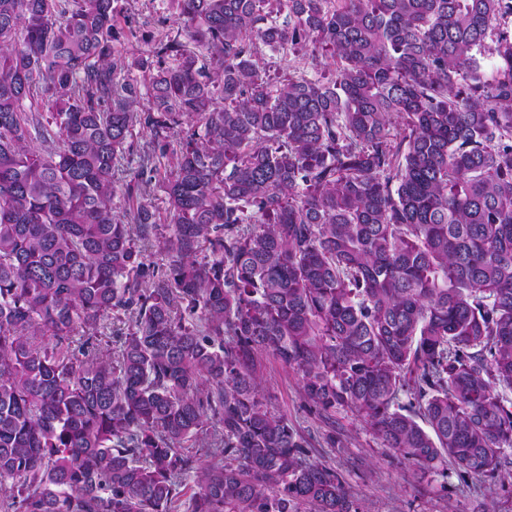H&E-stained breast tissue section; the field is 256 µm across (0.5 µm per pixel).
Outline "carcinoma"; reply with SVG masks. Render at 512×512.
I'll list each match as a JSON object with an SVG mask.
<instances>
[{
	"label": "carcinoma",
	"mask_w": 512,
	"mask_h": 512,
	"mask_svg": "<svg viewBox=\"0 0 512 512\" xmlns=\"http://www.w3.org/2000/svg\"><path fill=\"white\" fill-rule=\"evenodd\" d=\"M116 2L0 0V512H361L264 355L512 483V0ZM118 7L120 10L118 29L125 34L121 37V49L123 56L127 58L154 50L166 31L176 29V24L168 13L164 14L167 16L165 23L158 21L162 16L158 11V0H119ZM128 17L136 21L133 25H136L137 38L128 34L125 24Z\"/></svg>",
	"instance_id": "carcinoma-1"
}]
</instances>
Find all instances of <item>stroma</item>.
<instances>
[{
    "label": "stroma",
    "instance_id": "stroma-1",
    "mask_svg": "<svg viewBox=\"0 0 512 512\" xmlns=\"http://www.w3.org/2000/svg\"><path fill=\"white\" fill-rule=\"evenodd\" d=\"M120 19L136 21V36H124V56L154 50L173 20H161L156 0H119ZM262 385L273 409L286 415L310 442V460L330 465L343 475L346 488L363 512H472L482 502L486 512H512V486L468 487L455 471L420 479L389 458L377 440L352 417L340 414L328 426L304 401L294 373L273 358L262 360ZM335 434V445L326 437Z\"/></svg>",
    "mask_w": 512,
    "mask_h": 512
}]
</instances>
